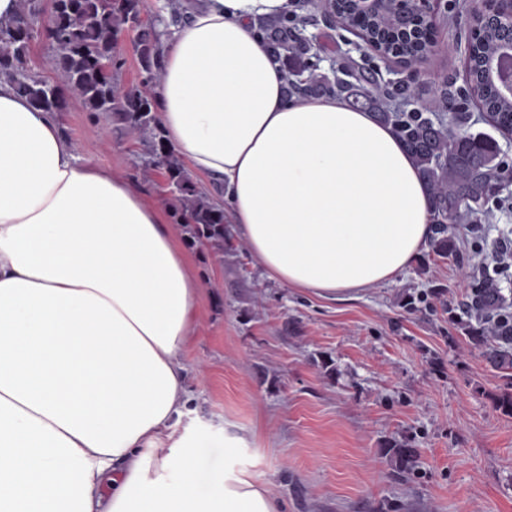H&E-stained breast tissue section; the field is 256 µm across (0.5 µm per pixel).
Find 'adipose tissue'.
<instances>
[{
  "label": "adipose tissue",
  "instance_id": "1",
  "mask_svg": "<svg viewBox=\"0 0 512 512\" xmlns=\"http://www.w3.org/2000/svg\"><path fill=\"white\" fill-rule=\"evenodd\" d=\"M288 0H187L162 45L158 117L219 181L269 276L356 299L414 263L427 189L391 127L341 96L284 93L254 27ZM203 281L160 205L81 163L56 116L0 81V512H278L225 460L195 488L180 353Z\"/></svg>",
  "mask_w": 512,
  "mask_h": 512
}]
</instances>
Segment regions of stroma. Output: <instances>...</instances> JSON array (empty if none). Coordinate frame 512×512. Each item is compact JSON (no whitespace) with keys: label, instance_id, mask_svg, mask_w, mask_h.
Listing matches in <instances>:
<instances>
[{"label":"stroma","instance_id":"obj_1","mask_svg":"<svg viewBox=\"0 0 512 512\" xmlns=\"http://www.w3.org/2000/svg\"><path fill=\"white\" fill-rule=\"evenodd\" d=\"M303 34L318 33L320 72L383 67L356 35L323 27L301 11ZM434 53L420 67L414 105L431 114L444 76L461 74L456 38L462 0H442ZM57 120L81 161L133 181L160 204L176 238L184 232L160 171L144 170V147L124 125L93 119L77 95ZM508 207L455 225L457 255L424 250L393 282L338 302L278 283L247 243L226 235L187 245L206 288L195 336L180 356L188 402L176 434L198 436L196 488L209 493L224 471V437L248 435L235 460L266 482L282 512H512V415L499 370L471 350L448 308L481 275L512 289L490 255L512 241ZM421 298L419 311L404 306ZM415 448L399 471L385 444Z\"/></svg>","mask_w":512,"mask_h":512}]
</instances>
